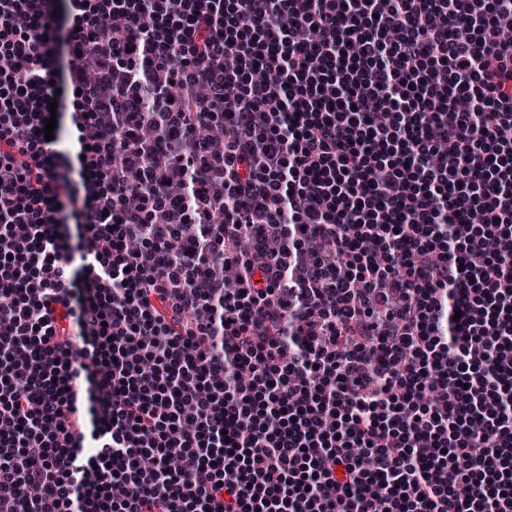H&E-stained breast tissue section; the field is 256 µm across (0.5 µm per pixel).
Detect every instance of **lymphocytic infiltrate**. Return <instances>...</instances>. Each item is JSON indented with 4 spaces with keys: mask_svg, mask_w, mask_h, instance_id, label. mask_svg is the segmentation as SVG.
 <instances>
[{
    "mask_svg": "<svg viewBox=\"0 0 512 512\" xmlns=\"http://www.w3.org/2000/svg\"><path fill=\"white\" fill-rule=\"evenodd\" d=\"M511 27L0 0V512H512Z\"/></svg>",
    "mask_w": 512,
    "mask_h": 512,
    "instance_id": "1",
    "label": "lymphocytic infiltrate"
}]
</instances>
